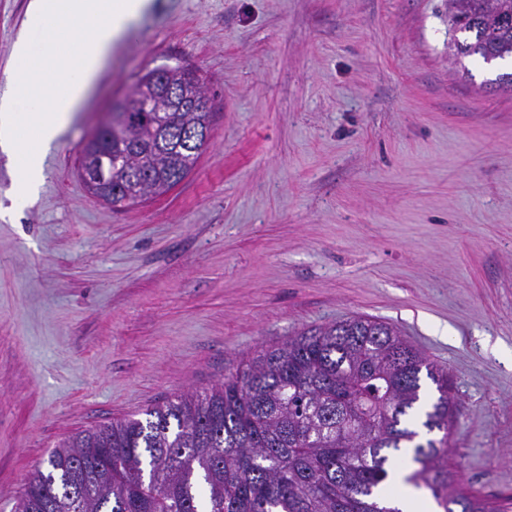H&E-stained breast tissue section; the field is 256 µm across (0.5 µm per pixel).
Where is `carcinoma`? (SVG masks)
<instances>
[{
    "mask_svg": "<svg viewBox=\"0 0 512 512\" xmlns=\"http://www.w3.org/2000/svg\"><path fill=\"white\" fill-rule=\"evenodd\" d=\"M445 6L448 56L512 58V0ZM186 100L161 99L162 115L118 134L110 119L88 141L120 159L110 204L163 194L191 172L203 146L186 152L181 133L210 113ZM417 420L442 437L401 446ZM455 421L448 376L391 324L354 315L258 352L209 390L76 434L34 468L14 512H400L380 502L400 465L444 512H508L448 470Z\"/></svg>",
    "mask_w": 512,
    "mask_h": 512,
    "instance_id": "obj_1",
    "label": "carcinoma"
}]
</instances>
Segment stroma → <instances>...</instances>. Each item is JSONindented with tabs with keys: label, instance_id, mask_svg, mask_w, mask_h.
<instances>
[{
	"label": "stroma",
	"instance_id": "1",
	"mask_svg": "<svg viewBox=\"0 0 512 512\" xmlns=\"http://www.w3.org/2000/svg\"><path fill=\"white\" fill-rule=\"evenodd\" d=\"M28 0H0V90ZM201 76L211 139L115 207L80 148L163 65ZM448 57L444 0H155L0 219V512L79 431L223 382L364 314L448 374V468L512 495V91Z\"/></svg>",
	"mask_w": 512,
	"mask_h": 512
}]
</instances>
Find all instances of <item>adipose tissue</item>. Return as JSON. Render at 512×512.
Returning a JSON list of instances; mask_svg holds the SVG:
<instances>
[{
	"label": "adipose tissue",
	"mask_w": 512,
	"mask_h": 512,
	"mask_svg": "<svg viewBox=\"0 0 512 512\" xmlns=\"http://www.w3.org/2000/svg\"><path fill=\"white\" fill-rule=\"evenodd\" d=\"M152 0H29L0 94V152L17 174L15 206L44 178V156L71 124L132 22Z\"/></svg>",
	"instance_id": "1"
}]
</instances>
